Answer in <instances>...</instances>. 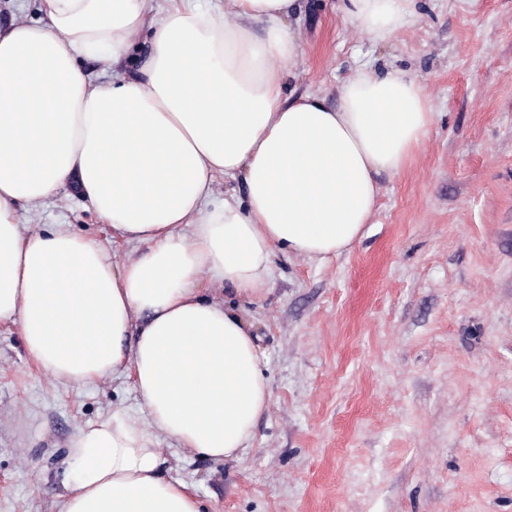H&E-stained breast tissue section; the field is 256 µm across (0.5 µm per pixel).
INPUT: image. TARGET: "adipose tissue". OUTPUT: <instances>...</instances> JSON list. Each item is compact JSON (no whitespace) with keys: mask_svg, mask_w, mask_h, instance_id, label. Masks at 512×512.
Here are the masks:
<instances>
[{"mask_svg":"<svg viewBox=\"0 0 512 512\" xmlns=\"http://www.w3.org/2000/svg\"><path fill=\"white\" fill-rule=\"evenodd\" d=\"M373 41L414 0H340ZM37 22L0 24V323L28 359L83 386L127 377L141 416L80 429L58 512H200L166 478L164 434L215 461L240 459L269 409L267 359L234 307L270 291L276 251L325 258L370 223L381 175L409 165L435 114L395 69L325 94L289 87L297 0H40ZM115 69L96 82L90 65ZM242 193L215 201L216 176ZM66 187L144 244L122 265L61 224L22 233L20 210ZM223 295L205 296L202 276Z\"/></svg>","mask_w":512,"mask_h":512,"instance_id":"1","label":"adipose tissue"}]
</instances>
